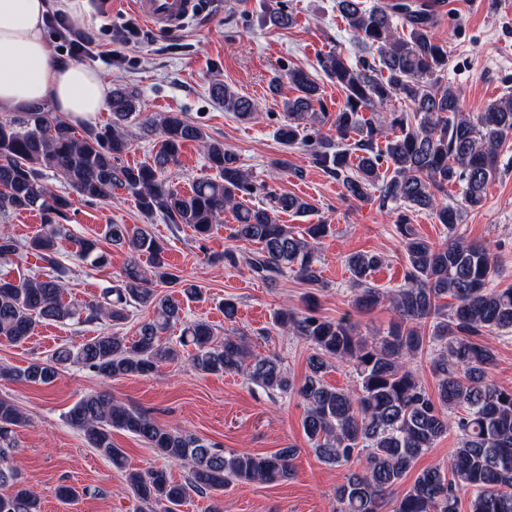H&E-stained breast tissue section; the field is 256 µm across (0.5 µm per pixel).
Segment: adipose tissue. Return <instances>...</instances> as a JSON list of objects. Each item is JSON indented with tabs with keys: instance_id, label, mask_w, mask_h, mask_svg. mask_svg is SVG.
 Instances as JSON below:
<instances>
[{
	"instance_id": "obj_1",
	"label": "adipose tissue",
	"mask_w": 512,
	"mask_h": 512,
	"mask_svg": "<svg viewBox=\"0 0 512 512\" xmlns=\"http://www.w3.org/2000/svg\"><path fill=\"white\" fill-rule=\"evenodd\" d=\"M62 11L83 21L86 0H0V115L47 106L73 123L106 109L110 83L94 68L57 57L46 20Z\"/></svg>"
}]
</instances>
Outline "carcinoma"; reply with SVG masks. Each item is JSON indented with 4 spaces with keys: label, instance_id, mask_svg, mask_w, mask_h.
<instances>
[{
    "label": "carcinoma",
    "instance_id": "cac0c4a2",
    "mask_svg": "<svg viewBox=\"0 0 512 512\" xmlns=\"http://www.w3.org/2000/svg\"><path fill=\"white\" fill-rule=\"evenodd\" d=\"M337 7L354 36L376 57L353 64L336 49L317 58L321 71L345 94L332 134L322 132L328 113L319 84L302 69H288L294 95L283 102L288 123L277 129L278 140L287 149L305 147L310 162L342 184L345 199L362 201L378 186L380 208L430 209L453 230L459 210L438 204L437 193L456 184L467 205L482 203L498 171L500 148L512 136V96L489 104L474 121L460 113L459 93L442 86L448 50L430 35L427 4L382 0L367 7L363 0H337ZM397 18L406 30L403 36L394 27ZM212 93L224 111L243 121L254 117L253 103L229 87L216 84ZM394 99L410 105L413 113L391 112L378 124H360L359 113ZM136 101L132 91L112 90V124L85 125L80 132L42 108L0 116V216L19 211L42 216L41 228L24 244L1 231L0 256L32 255L51 269L17 279L0 277V340L23 343L37 324L47 321L101 320L114 327L129 319L132 308L149 311L131 341L107 331L62 345L47 360L0 368V377L49 385L73 364L107 380L142 377L185 355L198 373H244L269 392L296 393L305 405L304 436L322 462L343 466L365 454L366 467L348 469L336 488L337 512H383L388 504L391 512H458L462 493L469 498V512H512V390L491 379L494 353L484 340L493 331L512 332V287H490L492 256L484 245L453 235L432 243L398 215L395 227L408 262L402 286L389 294L372 287L368 277L385 261L382 254L347 257L355 305L370 309L387 302L394 309L396 321L386 335L370 342L346 320L319 316L312 296L302 311L276 312L274 324L311 350L309 371L298 384L278 355L255 352L247 336L232 329L217 342L210 324L183 323L180 303L158 292L156 285L176 286L188 300L198 298L201 289L169 269L164 245L145 226L106 225L105 239L127 249L130 260L99 297L64 301L67 284L58 273L57 252L59 241L71 234L59 219L71 200L46 186V169L88 201L107 203L123 190L144 216L185 224L201 239L223 223L229 209L235 220L233 238L257 246L246 258L253 275L269 284L289 272L310 285L322 281L315 251L330 225L310 224L299 233L280 223L282 214L314 211L312 203L256 183L238 154L212 139L201 123L181 112H139ZM131 120L138 121L143 133L158 136L149 159L133 166L122 163L133 147L126 130ZM188 142L202 148L216 176L198 179L183 192L167 172L178 165ZM260 194L265 205L243 204ZM73 242L76 261L93 267L108 263L100 239ZM446 296L454 299L448 307L439 303ZM430 320L433 331L427 337L422 327ZM177 323L184 324L178 344L162 340ZM429 351L434 393L414 368L415 360ZM334 360L352 366L354 387L326 383L325 371ZM66 418L119 470L125 468V455L112 442L114 430L140 437L163 459L189 465L182 483L162 470L128 472L127 486L142 504L140 512H178L194 494L221 493L233 483L275 484L293 474V446L266 455L226 452L194 434L161 426L106 391L81 397ZM25 424L16 405L0 399V512H42L40 499L22 484L11 461L14 430ZM452 431L459 443L448 462L422 470L402 488L417 458Z\"/></svg>",
    "mask_w": 512,
    "mask_h": 512
}]
</instances>
